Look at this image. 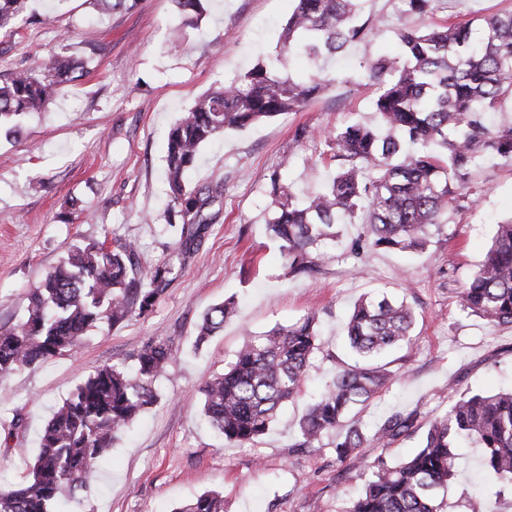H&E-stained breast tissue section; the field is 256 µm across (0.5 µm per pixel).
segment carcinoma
Returning a JSON list of instances; mask_svg holds the SVG:
<instances>
[{"instance_id":"obj_1","label":"carcinoma","mask_w":512,"mask_h":512,"mask_svg":"<svg viewBox=\"0 0 512 512\" xmlns=\"http://www.w3.org/2000/svg\"><path fill=\"white\" fill-rule=\"evenodd\" d=\"M279 52L243 77L199 97L168 133L166 173L169 224L180 235L168 260L141 272L136 248L121 243L76 245L32 289L25 317L0 327V379L21 367L68 356L103 322L117 325L152 313L173 274L194 254L224 199V180L187 181L199 150L215 136L298 112L326 95L343 77L327 61L364 40L375 23L360 21V0H293ZM188 21L202 14V0H175ZM403 11L430 18L442 0H401ZM24 18L48 24L52 17L30 8V0H0V31L13 32ZM473 21L402 28V59L380 56L361 65L375 87L379 126L352 123L324 134L336 168L326 186L300 194L272 175L267 229L278 241L292 276L318 265L320 247L335 238L336 225L358 219L366 242L352 252L358 268L368 250L425 252L448 223V209L462 207L481 187L467 184L492 151L512 158V118L488 125L487 112L512 100V11ZM308 63L307 80L284 73L288 58ZM87 73V60L68 51L34 59L0 80V129L11 133L18 120L43 111L55 91ZM148 287H141V283ZM461 311L493 326L512 324V218L496 226L492 242L471 280L459 293ZM234 304L210 308L199 325L201 343L224 328ZM318 316L307 312L287 326L254 336L234 355L224 373L202 387L203 413L228 442L250 444L269 430L278 411L301 391L318 349ZM416 313L385 293L361 299L346 325L354 363L340 362L332 379L299 421L300 448H315L336 435V460L368 476L348 512H446L438 491L455 478V448L481 449L480 477L512 488V389L491 394L462 392L430 421L421 447L388 464L369 462L362 449L386 447L408 436L417 414L395 415L368 431L360 414L393 378L382 362L390 350L412 341ZM174 342L157 336L135 355L136 369L119 364L96 368L78 383L48 421L29 479L0 489V512H60V505L90 491L88 474L117 435L158 399L156 382L175 359ZM173 512H224V496L207 490Z\"/></svg>"}]
</instances>
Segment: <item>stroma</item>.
Listing matches in <instances>:
<instances>
[{"mask_svg": "<svg viewBox=\"0 0 512 512\" xmlns=\"http://www.w3.org/2000/svg\"><path fill=\"white\" fill-rule=\"evenodd\" d=\"M201 20L186 25L174 0H136L133 8L98 14L90 0H62L53 25L18 23L0 35V78L52 50L70 46L89 60L79 82L60 86L41 112L12 136L0 135V326L26 314L30 288L72 246L114 247L131 241L148 268L167 259L178 228L169 202L167 133L181 112L220 83L273 56L292 0H203ZM361 16L380 19L371 37L337 55L336 69L355 71L365 58L399 52L397 32L418 25L400 0H361ZM512 10V0H447L433 20L459 22ZM374 89L336 84L299 112L260 121L205 144L193 183L224 180L218 217L199 249L170 282L153 312L91 331L72 356L55 357L0 379V487L22 482L52 410L81 379L105 364L133 366L152 337L174 341L178 358L157 382L158 401L118 436L88 481L90 493L70 512H173L206 490L224 496V512H346L364 481L332 450L298 445V421L313 394L346 358L344 328L354 303L373 289L406 298L416 312L413 342L387 356L396 382L363 414L369 425L418 411L415 431L369 459L391 463L413 454L430 420L449 404L450 388H512V325L492 326L462 313L458 293L482 260L495 231L512 216V161L489 156L473 181L475 204L448 213V223L420 255L378 249L357 273L351 245L360 224H342L335 250L315 272L292 277L267 231L271 176L305 191L332 169L322 154L324 131L376 124ZM320 135L297 144V128ZM238 303L224 330L197 344L204 313ZM319 315V348L300 396L284 406L266 434L249 446L225 441L203 418L200 387L223 373L248 336ZM458 470L444 491L448 512H512V493L494 497L477 485L481 451L457 450Z\"/></svg>", "mask_w": 512, "mask_h": 512, "instance_id": "obj_1", "label": "stroma"}]
</instances>
